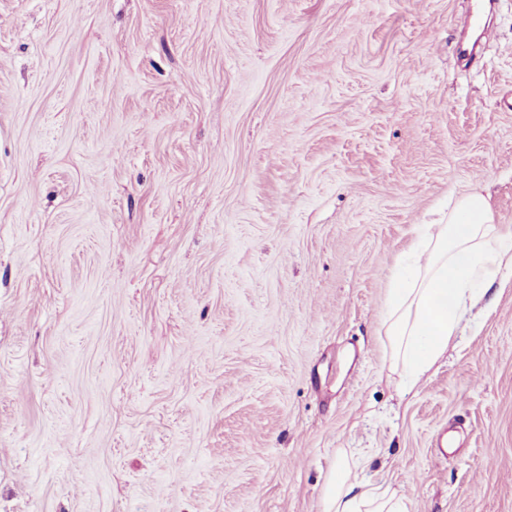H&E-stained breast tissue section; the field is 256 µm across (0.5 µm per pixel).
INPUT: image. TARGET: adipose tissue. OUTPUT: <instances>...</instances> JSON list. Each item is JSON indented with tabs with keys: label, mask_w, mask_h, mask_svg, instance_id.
I'll use <instances>...</instances> for the list:
<instances>
[{
	"label": "adipose tissue",
	"mask_w": 512,
	"mask_h": 512,
	"mask_svg": "<svg viewBox=\"0 0 512 512\" xmlns=\"http://www.w3.org/2000/svg\"><path fill=\"white\" fill-rule=\"evenodd\" d=\"M411 275H395L384 334L395 363L418 381L446 352L467 304L502 270L512 271V231L496 224L478 192L457 197L442 224H427L411 249ZM324 512H403L395 496L358 489L348 464L330 475Z\"/></svg>",
	"instance_id": "adipose-tissue-1"
}]
</instances>
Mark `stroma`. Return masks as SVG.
Wrapping results in <instances>:
<instances>
[{"instance_id":"35a3bbf8","label":"stroma","mask_w":512,"mask_h":512,"mask_svg":"<svg viewBox=\"0 0 512 512\" xmlns=\"http://www.w3.org/2000/svg\"><path fill=\"white\" fill-rule=\"evenodd\" d=\"M0 0V512H512V280L411 388L450 199L512 227V0ZM353 472L342 462L330 475L325 495L324 512H403L402 502L388 490L365 488L352 480ZM363 488L352 494L355 488Z\"/></svg>"}]
</instances>
